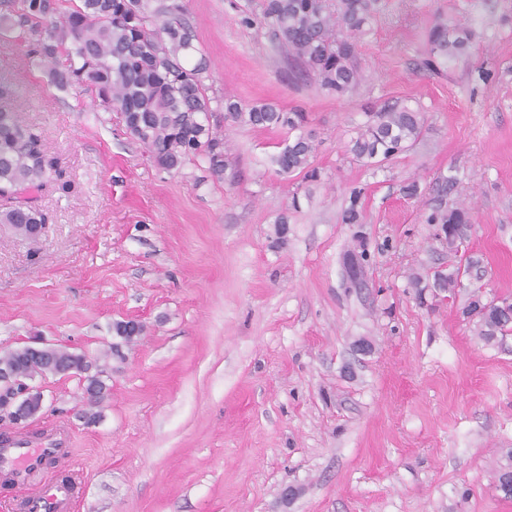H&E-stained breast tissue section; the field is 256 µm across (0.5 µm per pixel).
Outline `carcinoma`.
I'll return each mask as SVG.
<instances>
[{
  "instance_id": "cac0c4a2",
  "label": "carcinoma",
  "mask_w": 512,
  "mask_h": 512,
  "mask_svg": "<svg viewBox=\"0 0 512 512\" xmlns=\"http://www.w3.org/2000/svg\"><path fill=\"white\" fill-rule=\"evenodd\" d=\"M378 0H264L260 24L267 28L311 78L328 94L343 99L361 83L358 38L367 32ZM0 12V39L16 28L37 34L31 54L51 65L54 84L65 89L81 86L96 94L106 112L119 114L126 131L146 149L149 158L163 170L181 168L200 158L217 179L228 165L224 134L211 122L214 112L224 109L227 126H250L279 130L284 139L271 163L280 175L298 173L309 181L320 177L312 166L314 137L306 131L308 114L285 111L273 104L243 105L230 98L208 94L204 83L205 59L187 67L182 58L195 50L193 36L179 20L158 22L163 9L149 10L147 0H5ZM430 69L448 67V62L469 54L472 32L444 22L427 33ZM366 120L353 128L345 145L352 159L367 167H381L407 152L421 137L423 113L398 102L369 103ZM57 173L54 158L44 149L42 133L16 113L0 108V192L12 205L0 208V224H10L27 238L47 223V216L27 196L38 191ZM361 191L351 192L343 222L361 223L357 208ZM428 224H441L448 247L464 240L470 224L468 210L459 205L437 210ZM478 281L479 260L469 258L464 267L434 275L435 287L455 294L460 276ZM463 315L474 322L477 335L492 343L512 333V304L485 301L480 288L471 291ZM111 352L117 355L136 343L141 332L122 322L113 326ZM71 370L86 399L83 418L94 423L97 408L108 397L106 370L85 363L76 353L58 346L35 351L28 345L0 355V371L13 381L57 375ZM497 490L512 498V449L503 453L495 469Z\"/></svg>"
}]
</instances>
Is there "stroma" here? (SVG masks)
Masks as SVG:
<instances>
[{
  "label": "stroma",
  "mask_w": 512,
  "mask_h": 512,
  "mask_svg": "<svg viewBox=\"0 0 512 512\" xmlns=\"http://www.w3.org/2000/svg\"><path fill=\"white\" fill-rule=\"evenodd\" d=\"M151 4L189 25L210 95L309 113L320 178L276 174L281 132L249 127L225 132L236 180L201 159L158 169L94 93L54 85L31 34L0 46L7 108L42 130L71 185L39 192L37 240L0 224V354L38 336L107 356L114 321L145 325L125 359L107 357L96 423L77 378L38 381L25 433L67 426L80 512H512L494 477L512 448V335L485 344L467 293L436 294L433 273L463 255L426 221L467 206L482 293L512 302V0H378L358 41L365 78L342 101L291 79L261 0ZM438 19L473 33L440 73L423 65ZM383 101L421 106L424 132L369 168L343 143ZM448 178L456 189L437 193ZM356 188L362 221L346 224ZM359 247L356 290L344 256Z\"/></svg>",
  "instance_id": "1"
}]
</instances>
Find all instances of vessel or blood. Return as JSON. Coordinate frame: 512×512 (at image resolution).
<instances>
[{
    "mask_svg": "<svg viewBox=\"0 0 512 512\" xmlns=\"http://www.w3.org/2000/svg\"><path fill=\"white\" fill-rule=\"evenodd\" d=\"M47 457L69 466L72 450L65 429H56L53 438L39 447L29 446L21 437L0 443V471L22 491L19 512H74L79 486L73 480H43L42 462Z\"/></svg>",
    "mask_w": 512,
    "mask_h": 512,
    "instance_id": "vessel-or-blood-1",
    "label": "vessel or blood"
}]
</instances>
